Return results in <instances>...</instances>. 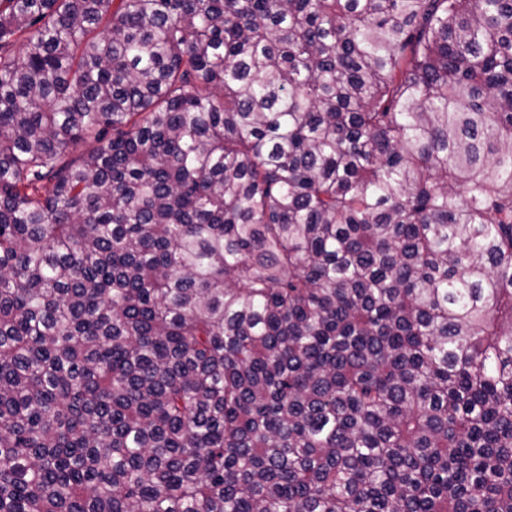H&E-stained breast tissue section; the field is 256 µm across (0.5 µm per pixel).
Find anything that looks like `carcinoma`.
Instances as JSON below:
<instances>
[{
	"label": "carcinoma",
	"mask_w": 512,
	"mask_h": 512,
	"mask_svg": "<svg viewBox=\"0 0 512 512\" xmlns=\"http://www.w3.org/2000/svg\"><path fill=\"white\" fill-rule=\"evenodd\" d=\"M0 512H512V0H0Z\"/></svg>",
	"instance_id": "carcinoma-1"
}]
</instances>
